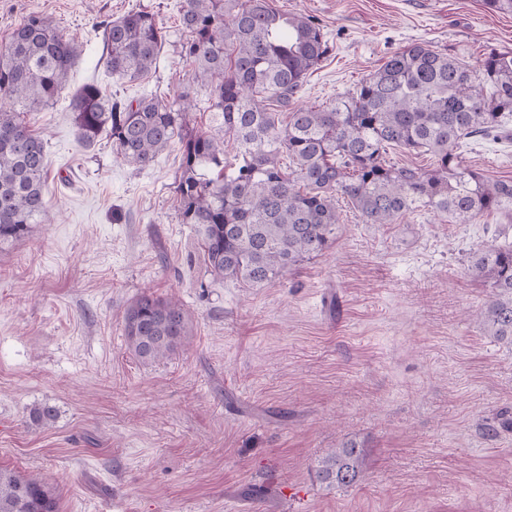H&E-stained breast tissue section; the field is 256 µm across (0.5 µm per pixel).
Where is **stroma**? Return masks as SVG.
<instances>
[{
	"instance_id": "1",
	"label": "stroma",
	"mask_w": 512,
	"mask_h": 512,
	"mask_svg": "<svg viewBox=\"0 0 512 512\" xmlns=\"http://www.w3.org/2000/svg\"><path fill=\"white\" fill-rule=\"evenodd\" d=\"M313 16L332 50L299 105L351 88L412 42L479 69L512 51V13L484 0H270ZM181 0H0V50L29 14L53 18L80 55L57 100L27 120L47 143L51 223L0 245V468L40 476L60 512H512V343L476 319L489 283L468 267L512 245V217L472 224L425 211L336 237L273 283L211 274L175 196L181 144L125 162L78 138L71 95L190 93L191 125L214 130L209 90L182 58ZM144 9L167 34L143 79H113L95 29ZM465 166L512 180V135L470 141ZM177 297L185 344L137 359L125 336L140 296ZM57 411L49 426L30 410ZM358 481H322L343 443Z\"/></svg>"
}]
</instances>
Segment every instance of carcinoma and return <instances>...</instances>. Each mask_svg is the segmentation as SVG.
Segmentation results:
<instances>
[{
    "mask_svg": "<svg viewBox=\"0 0 512 512\" xmlns=\"http://www.w3.org/2000/svg\"><path fill=\"white\" fill-rule=\"evenodd\" d=\"M188 38L180 54L209 88L218 138L189 128L192 101L153 96L114 100L96 84L70 100L79 140L105 134L126 162L150 165L174 139L181 143L175 193L182 222L197 225L210 272L249 287L269 284L328 249L341 224L338 197L367 224H396L428 211L470 224L487 213L512 214V181L485 179L458 153L463 140L497 138L512 126V52L486 53L477 72L414 42L326 105L298 107L307 75L331 51L323 28L303 13H283L270 0H182ZM112 77L134 81L155 66L166 42L155 16L131 10L96 26ZM79 55L53 21L31 14L0 54V243L48 220L47 150L16 106L53 103ZM493 92L488 94L485 87ZM237 143L224 157V139ZM431 154L424 170L386 159L392 147ZM291 165L285 167L282 157ZM491 284L479 313L487 335L512 341V246L475 251L469 267ZM176 300L149 295L127 310L129 349L143 362L169 357L188 335ZM56 410L33 409L38 426ZM361 451L346 443L320 470L326 482L354 483ZM0 512H59L56 492L38 476L0 469Z\"/></svg>",
    "mask_w": 512,
    "mask_h": 512,
    "instance_id": "carcinoma-1",
    "label": "carcinoma"
}]
</instances>
